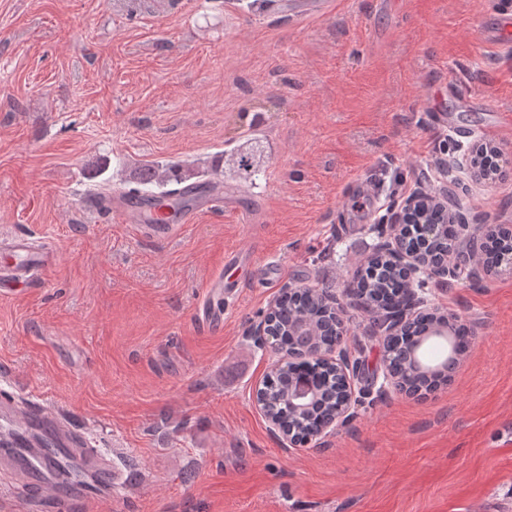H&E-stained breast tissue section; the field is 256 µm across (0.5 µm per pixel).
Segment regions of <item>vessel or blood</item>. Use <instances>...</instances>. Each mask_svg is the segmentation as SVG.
I'll return each mask as SVG.
<instances>
[{
  "label": "vessel or blood",
  "mask_w": 512,
  "mask_h": 512,
  "mask_svg": "<svg viewBox=\"0 0 512 512\" xmlns=\"http://www.w3.org/2000/svg\"><path fill=\"white\" fill-rule=\"evenodd\" d=\"M192 198L191 204L172 209L166 219L157 223L149 222L147 207L126 200L103 201L98 209L116 223L133 224L153 236L169 237L183 225L193 223L199 212L222 205L224 191L221 186L207 185L194 191ZM0 254L8 259L0 267L2 289L25 282L53 261L51 254L34 250L28 239L18 236L0 238ZM17 423L29 433L30 439L0 448V465L17 475L18 491L51 492L56 512H72L78 506L92 512L99 501L111 498L120 475L111 463L91 452L86 442L55 414L41 405L0 404V427Z\"/></svg>",
  "instance_id": "1"
}]
</instances>
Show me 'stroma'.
Here are the masks:
<instances>
[{
	"mask_svg": "<svg viewBox=\"0 0 512 512\" xmlns=\"http://www.w3.org/2000/svg\"><path fill=\"white\" fill-rule=\"evenodd\" d=\"M0 0V235L56 261L0 298V400L39 403L126 471L96 512H512V274L427 276L426 307L468 331L454 379L381 392L383 332L349 285L410 195L512 228V0ZM452 123L436 124V109ZM261 173L156 238L89 210L159 162L223 165L245 137ZM500 153L495 179L464 163ZM229 249L224 325L198 324ZM343 304L366 395L322 443L285 448L253 403L275 361L252 328L285 288Z\"/></svg>",
	"mask_w": 512,
	"mask_h": 512,
	"instance_id": "35a3bbf8",
	"label": "stroma"
}]
</instances>
